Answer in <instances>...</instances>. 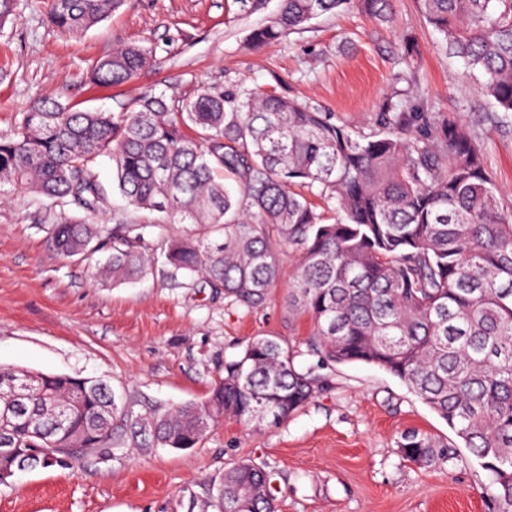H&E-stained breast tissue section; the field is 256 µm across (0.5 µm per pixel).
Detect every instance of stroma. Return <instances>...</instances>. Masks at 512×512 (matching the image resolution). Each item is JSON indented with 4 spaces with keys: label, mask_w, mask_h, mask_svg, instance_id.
Listing matches in <instances>:
<instances>
[{
    "label": "stroma",
    "mask_w": 512,
    "mask_h": 512,
    "mask_svg": "<svg viewBox=\"0 0 512 512\" xmlns=\"http://www.w3.org/2000/svg\"><path fill=\"white\" fill-rule=\"evenodd\" d=\"M281 0H125L78 36L48 23L51 0H16L0 27V137L34 101L123 112L140 94L169 100L242 84L306 103L352 134L378 132L386 104L425 120L460 122L480 145L504 207H512V116L496 111L449 55L419 0H393L389 22L348 5L256 47L253 29ZM136 43L152 60L127 84L91 83L93 61ZM62 212L30 193L0 199V366L102 380L135 403L162 408L205 398L220 365L258 335L282 337L298 367L316 362L310 318L288 304L297 254L262 310L214 296L201 277L172 274L163 256L133 283L100 270L109 253L61 255L52 227ZM332 387L283 424L259 430L225 419L180 451L137 448L66 468L26 472L0 485V512H186L190 493L245 459L267 463L279 512H489V474L467 448L452 462L413 464L397 441L416 429L457 437L398 378L367 364L330 369Z\"/></svg>",
    "instance_id": "stroma-1"
}]
</instances>
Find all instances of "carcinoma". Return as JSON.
Wrapping results in <instances>:
<instances>
[{
	"instance_id": "1",
	"label": "carcinoma",
	"mask_w": 512,
	"mask_h": 512,
	"mask_svg": "<svg viewBox=\"0 0 512 512\" xmlns=\"http://www.w3.org/2000/svg\"><path fill=\"white\" fill-rule=\"evenodd\" d=\"M357 2L388 18L390 0H282L252 42L266 44ZM125 0H53L48 21L77 36ZM448 53L478 90L512 114V0H420ZM152 59L128 44L99 58L91 82L116 87ZM384 131L354 136L327 115L243 85L207 87L169 102L134 99L125 112L79 110L42 99L0 137V191L29 192L83 219L53 225L60 254L110 252L112 281L146 270L154 242L133 224H197L161 245L175 273L202 274L230 306L258 311L280 275L284 243L299 252L289 305L313 322L320 359L300 370L278 336H255L224 364L208 396L163 412L135 411L107 383L0 368V484L20 460L70 465L121 448L197 447L222 419L279 425L329 386L327 366L365 363L406 384L444 419L492 477V512H512V209L501 205L481 149L451 120L409 125L385 112ZM108 156L126 202L112 233L94 219L107 202L95 165ZM299 181L336 201L325 215ZM29 387L11 391L7 379ZM413 463L450 462L457 447L418 430L397 441ZM222 512H277L268 464L242 460L204 484Z\"/></svg>"
}]
</instances>
